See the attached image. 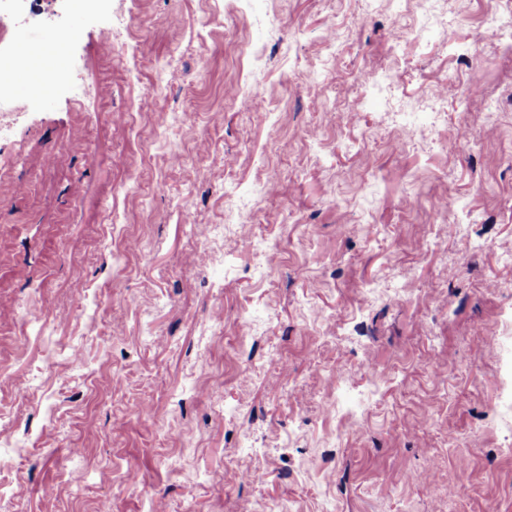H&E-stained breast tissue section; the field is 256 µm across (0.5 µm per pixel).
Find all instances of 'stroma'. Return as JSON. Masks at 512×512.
<instances>
[{
	"mask_svg": "<svg viewBox=\"0 0 512 512\" xmlns=\"http://www.w3.org/2000/svg\"><path fill=\"white\" fill-rule=\"evenodd\" d=\"M438 8L32 0L19 29L80 33L0 138V512H512V9Z\"/></svg>",
	"mask_w": 512,
	"mask_h": 512,
	"instance_id": "stroma-1",
	"label": "stroma"
}]
</instances>
